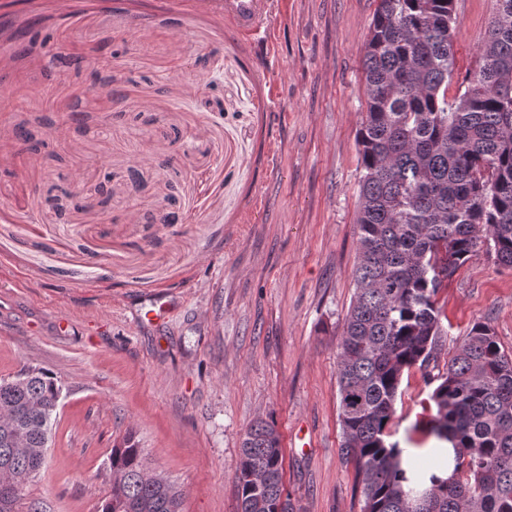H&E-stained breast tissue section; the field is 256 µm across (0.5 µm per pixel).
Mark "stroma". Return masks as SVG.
I'll list each match as a JSON object with an SVG mask.
<instances>
[{
    "instance_id": "obj_1",
    "label": "stroma",
    "mask_w": 512,
    "mask_h": 512,
    "mask_svg": "<svg viewBox=\"0 0 512 512\" xmlns=\"http://www.w3.org/2000/svg\"><path fill=\"white\" fill-rule=\"evenodd\" d=\"M377 5L269 0L260 43L196 0L14 10L0 31V378L33 366L64 387L15 512H98L130 430L183 512H235L241 439L269 417L290 512H360L336 373ZM453 7L452 96L482 63L497 2ZM96 75L111 86L89 92ZM159 295L165 319L145 322ZM438 303L437 371L480 322L512 354V269L485 250ZM431 391L424 370L404 374L392 435L422 471Z\"/></svg>"
}]
</instances>
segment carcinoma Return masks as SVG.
Returning <instances> with one entry per match:
<instances>
[{
	"label": "carcinoma",
	"mask_w": 512,
	"mask_h": 512,
	"mask_svg": "<svg viewBox=\"0 0 512 512\" xmlns=\"http://www.w3.org/2000/svg\"><path fill=\"white\" fill-rule=\"evenodd\" d=\"M498 8L483 64L448 98L453 0H378L364 47L365 112L354 295L339 342L341 457L354 466L361 512H512V355L474 325L437 376L430 432L455 449L453 471L409 484L388 441L404 373L437 359V295L481 248L512 268V0ZM63 388L33 367L0 380V512L40 476ZM101 512H181L182 493L150 471L130 430L109 457ZM236 512H280V434L258 419L240 443Z\"/></svg>",
	"instance_id": "cac0c4a2"
}]
</instances>
